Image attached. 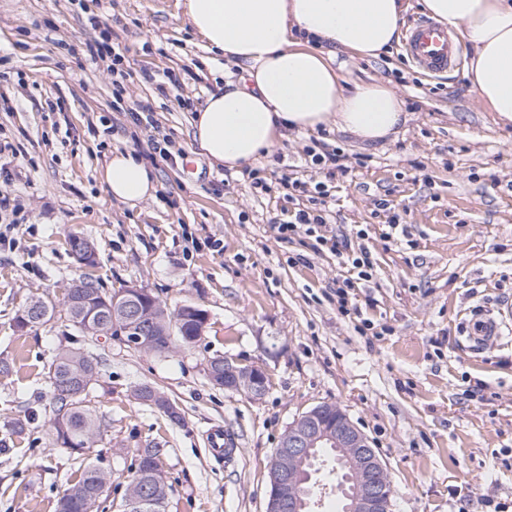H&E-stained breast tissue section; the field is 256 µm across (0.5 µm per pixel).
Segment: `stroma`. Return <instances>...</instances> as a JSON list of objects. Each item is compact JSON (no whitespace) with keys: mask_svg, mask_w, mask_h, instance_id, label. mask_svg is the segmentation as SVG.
Wrapping results in <instances>:
<instances>
[{"mask_svg":"<svg viewBox=\"0 0 512 512\" xmlns=\"http://www.w3.org/2000/svg\"><path fill=\"white\" fill-rule=\"evenodd\" d=\"M177 0H0V512H57L77 460L51 445L55 408L46 366L63 319L20 332L31 297L62 300L82 273L66 240L96 249L100 288L135 285L168 307L191 302L209 317L193 347L148 354L99 340L106 359L89 390L103 418L88 459L112 474L121 504L137 449L164 444L166 512H265L267 467L288 425L318 404L340 405L388 467L394 512H512V338L475 353L465 321L480 305L512 299V125L473 93L465 68L429 77L393 46L366 58L340 49L347 87L381 82L406 104L397 135L369 143L349 133L292 134L259 161L271 187L226 182L224 167L190 149L192 121L217 86L223 57L208 50ZM126 46L125 79L85 43ZM176 84H169V77ZM157 128L135 124L137 104ZM170 138L171 156L156 141ZM368 157L352 180L330 183L332 225L363 233L376 280L356 289L357 313L336 307L334 255L278 239L286 206L276 184L290 168L322 175L312 142ZM152 168L153 197L110 198L99 173L113 149ZM387 200L406 235L381 239ZM310 256V264L290 256ZM373 330L362 333L363 323ZM258 366L254 399L210 384V358ZM142 384L179 408L173 423L136 399ZM27 423L11 434L15 420ZM222 425L230 458L216 461L206 432Z\"/></svg>","mask_w":512,"mask_h":512,"instance_id":"35a3bbf8","label":"stroma"}]
</instances>
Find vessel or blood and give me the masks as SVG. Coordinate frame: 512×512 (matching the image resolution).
<instances>
[{
	"mask_svg": "<svg viewBox=\"0 0 512 512\" xmlns=\"http://www.w3.org/2000/svg\"><path fill=\"white\" fill-rule=\"evenodd\" d=\"M403 49L408 58L423 72L436 76L458 68L460 51L447 26L428 19L414 20L405 30ZM512 335V301L493 310L472 313L466 342L480 349Z\"/></svg>",
	"mask_w": 512,
	"mask_h": 512,
	"instance_id": "1",
	"label": "vessel or blood"
}]
</instances>
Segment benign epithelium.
<instances>
[{
    "instance_id": "1",
    "label": "benign epithelium",
    "mask_w": 512,
    "mask_h": 512,
    "mask_svg": "<svg viewBox=\"0 0 512 512\" xmlns=\"http://www.w3.org/2000/svg\"><path fill=\"white\" fill-rule=\"evenodd\" d=\"M149 293L137 286L112 300L117 314L133 325L125 335L136 336L143 346H152V322L136 310ZM224 388L239 390L245 386L254 396L268 388L266 373L255 366H242L224 357V373L211 375ZM318 448H334L340 454L336 485L329 488L318 479L312 458ZM269 482L266 512H321L324 498L341 492L343 512H392L393 490L386 464L368 437L338 405L323 403L304 412L288 426L279 439L268 465ZM154 501L145 491L126 497L122 512H135Z\"/></svg>"
}]
</instances>
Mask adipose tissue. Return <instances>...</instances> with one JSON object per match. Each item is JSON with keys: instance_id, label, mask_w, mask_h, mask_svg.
Segmentation results:
<instances>
[{"instance_id": "ef3b65f1", "label": "adipose tissue", "mask_w": 512, "mask_h": 512, "mask_svg": "<svg viewBox=\"0 0 512 512\" xmlns=\"http://www.w3.org/2000/svg\"><path fill=\"white\" fill-rule=\"evenodd\" d=\"M472 54L467 77L478 100L512 123V0H421ZM206 47L241 66L240 80L210 94L192 124L191 145L239 170L270 155L288 134L327 126L365 142L395 135L404 102L379 83L345 88L319 42L376 58L399 39L408 0H180ZM112 198L153 196L148 167L114 150L100 173Z\"/></svg>"}]
</instances>
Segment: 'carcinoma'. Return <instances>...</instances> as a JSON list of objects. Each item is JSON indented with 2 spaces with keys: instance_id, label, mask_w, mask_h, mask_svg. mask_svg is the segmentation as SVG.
<instances>
[{
  "instance_id": "1",
  "label": "carcinoma",
  "mask_w": 512,
  "mask_h": 512,
  "mask_svg": "<svg viewBox=\"0 0 512 512\" xmlns=\"http://www.w3.org/2000/svg\"><path fill=\"white\" fill-rule=\"evenodd\" d=\"M113 297L114 294L102 291L92 278L86 280V287L76 290L67 288L63 293L67 327L77 331L87 341V346L76 348L61 343L48 364L47 377L55 401L49 435L53 445L73 454L80 455L98 442L103 422L97 411L87 404V394L72 395L66 390V385L85 378L93 385L98 382L105 358L96 351L95 341L99 333L110 331L115 334L125 325L120 319L112 320ZM143 308L152 310L156 338L154 352H169L178 345L192 346L201 340L199 336L190 335L192 323H184L182 332L174 326V322L182 316V308L170 311L160 302L154 305L146 303ZM56 309L55 302L38 297L30 300L22 312L27 314L28 323L33 328L54 318ZM165 454L166 448L160 442L151 448L137 450L127 486L145 487L156 499H167L169 486L163 473H151L155 458ZM110 482L111 474L105 475L100 472L97 463L87 462L77 480L69 485L60 498L58 512H88L89 505L101 503L105 495L103 488Z\"/></svg>"
}]
</instances>
